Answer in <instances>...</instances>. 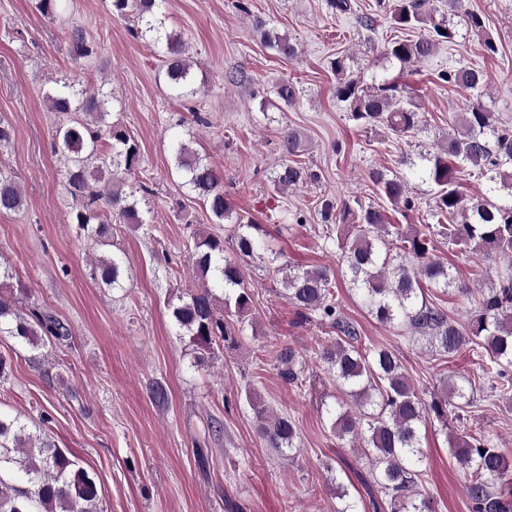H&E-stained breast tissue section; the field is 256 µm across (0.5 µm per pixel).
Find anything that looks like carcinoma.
<instances>
[{
	"mask_svg": "<svg viewBox=\"0 0 512 512\" xmlns=\"http://www.w3.org/2000/svg\"><path fill=\"white\" fill-rule=\"evenodd\" d=\"M167 0H112V14L134 16L130 30L138 39L149 37L160 58L169 88L184 99L196 95L192 61L182 36L167 31L163 14ZM378 12L358 16L362 29L372 32L379 15L390 17L395 28L414 32L384 45L383 55L406 65L431 56L439 45L457 44L468 35L482 39L484 51L497 52L484 18L466 8L465 0H376ZM265 44L278 56L293 61L299 45L274 28L262 32ZM65 39L79 57L95 53L85 31L72 27ZM348 57L330 62L336 75L335 95L345 112L362 129L385 128L399 138L411 136L421 123L416 97L396 81L367 85L347 73ZM438 78L470 92L472 99L458 113L455 129L433 150L419 151L409 165L422 181L433 185L432 223L408 235L390 224L384 208L360 199L340 204L324 199L320 205L326 233L336 232L344 263L343 276L358 292L370 314L382 325L400 328L440 357L462 351L477 358L482 375L493 379L495 396L512 402V125L499 122L486 101L484 72L470 66L448 69ZM274 98L261 97L260 109L275 100L285 106L300 94L286 78L276 84ZM53 112H82L55 130V151L64 158V179L73 207L71 223L100 248L111 245L109 224L145 223L135 191H124V176L140 164L138 144L120 127L105 124L108 95L97 87L74 89L71 84L45 93ZM301 140L294 130L283 132L281 161L271 177L277 192L315 182L319 175L296 160ZM173 161L181 187L202 197L213 222L233 224L236 248L224 254V241L214 235L195 236L192 249L194 277L201 286L179 298L172 317L183 335L203 351L218 341L236 345L243 328L229 322L242 318L253 306L245 270L253 261L257 243L255 225L244 220L224 196V187L206 160L180 142ZM474 172L484 183L476 197L466 195L459 176ZM369 179L378 195L400 211L418 208L405 177L374 169ZM23 207L19 185L0 168V212ZM448 239V247L467 254H494L502 269L497 279L478 289L467 325L461 327L448 311L430 302L424 289L443 294L471 295L452 267L433 254L432 237ZM127 264L119 254L104 252L94 259L93 279L106 288L124 287ZM334 272L327 267H291L283 278L284 295L306 319H316L335 330L336 339L319 351L336 387L335 404L325 407L333 434L345 441L369 466V475L385 496L390 512H435L434 500L423 484V438L428 422L448 425V413L463 417L476 402V382L457 375L443 382L441 395L425 398L406 374L397 352L368 346L357 323L345 317L333 298ZM224 290V313L217 312L211 284ZM10 336L32 347L47 338L57 344L69 339L68 325L40 308L25 312L10 297L0 296V336ZM279 375L290 385L302 382L305 362L296 350L274 351ZM258 436L268 447L290 459L299 451L295 421L276 413L261 400H250ZM448 451L468 473L464 491L469 512H512V464L496 448L490 434L476 430L448 440ZM342 505L336 512H361L347 485L336 483ZM103 491L95 478L48 439L31 432L20 417L0 415V512H102Z\"/></svg>",
	"mask_w": 512,
	"mask_h": 512,
	"instance_id": "1",
	"label": "carcinoma"
}]
</instances>
